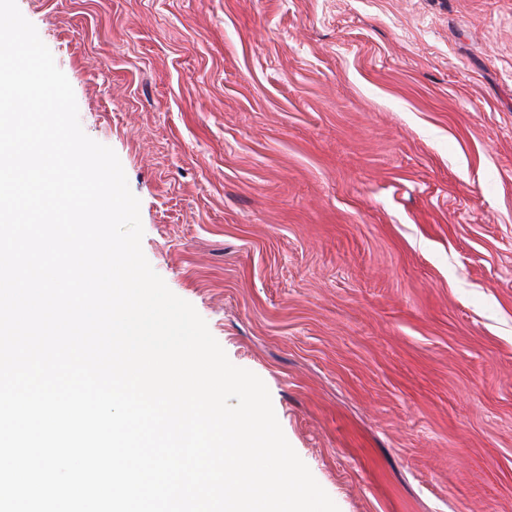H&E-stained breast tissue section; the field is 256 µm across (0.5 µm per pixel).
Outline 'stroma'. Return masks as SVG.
Listing matches in <instances>:
<instances>
[{"label":"stroma","mask_w":512,"mask_h":512,"mask_svg":"<svg viewBox=\"0 0 512 512\" xmlns=\"http://www.w3.org/2000/svg\"><path fill=\"white\" fill-rule=\"evenodd\" d=\"M17 5L339 512H512V0Z\"/></svg>","instance_id":"obj_1"}]
</instances>
